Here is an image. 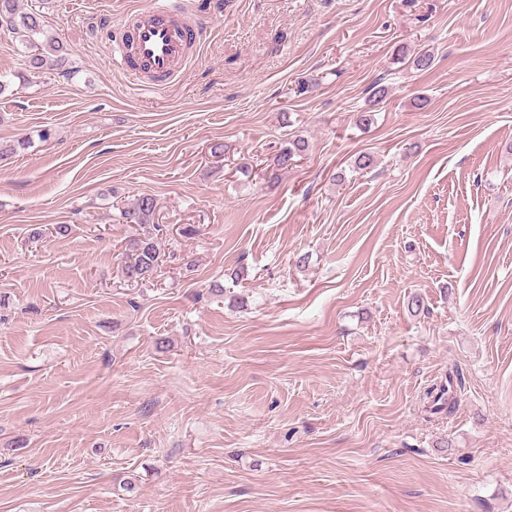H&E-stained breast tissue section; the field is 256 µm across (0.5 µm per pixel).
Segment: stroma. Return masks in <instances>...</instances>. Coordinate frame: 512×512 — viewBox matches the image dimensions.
Masks as SVG:
<instances>
[{
    "instance_id": "1",
    "label": "stroma",
    "mask_w": 512,
    "mask_h": 512,
    "mask_svg": "<svg viewBox=\"0 0 512 512\" xmlns=\"http://www.w3.org/2000/svg\"><path fill=\"white\" fill-rule=\"evenodd\" d=\"M139 2L18 0L69 80L0 29V512H512V0H188L151 92L99 29ZM156 200L150 195L140 196L136 202L120 210L125 224H154ZM130 256L123 273L128 282L139 283L150 279L159 265L157 240L152 235L134 238L127 244ZM457 380V371L456 374L448 373V376L446 374L444 379L442 378L426 390L423 396L428 400L426 411L431 414L453 413L458 404Z\"/></svg>"
}]
</instances>
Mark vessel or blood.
<instances>
[{"mask_svg": "<svg viewBox=\"0 0 512 512\" xmlns=\"http://www.w3.org/2000/svg\"><path fill=\"white\" fill-rule=\"evenodd\" d=\"M114 56L124 73L143 88L161 89L176 81L190 61L189 49L206 29L180 0H143L136 13L115 25Z\"/></svg>", "mask_w": 512, "mask_h": 512, "instance_id": "vessel-or-blood-1", "label": "vessel or blood"}]
</instances>
